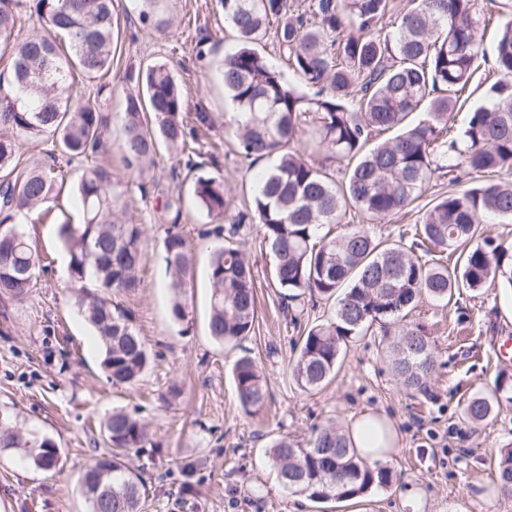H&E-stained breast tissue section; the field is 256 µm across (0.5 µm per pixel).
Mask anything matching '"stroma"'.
I'll use <instances>...</instances> for the list:
<instances>
[{
	"instance_id": "35a3bbf8",
	"label": "stroma",
	"mask_w": 512,
	"mask_h": 512,
	"mask_svg": "<svg viewBox=\"0 0 512 512\" xmlns=\"http://www.w3.org/2000/svg\"><path fill=\"white\" fill-rule=\"evenodd\" d=\"M132 7L131 0H115L123 19L113 72L167 64L189 111L211 118L198 144L206 167L221 168L227 192L237 207H245L257 172L236 152L235 109L219 78L236 40L217 0H165L171 23L161 31L143 27ZM56 163L66 172V185L50 212L32 211L22 222L42 262L37 281L23 299L0 295V408L22 432L53 438L62 460L46 471L25 460L22 449L0 448V512H90L78 479L107 451L103 422L116 408L148 428L143 448L129 455L147 489L142 512H413L414 491L423 512H512V495L499 493L495 484L499 451L512 445V403L501 402L491 418L477 424L462 410L468 396L492 392L499 372L512 373V357L496 355L499 343L512 337V290L495 285L466 292L450 306L422 299L409 319L426 327L436 347L427 393L401 387L382 356L377 325L343 348L328 386L303 391L289 366L305 327L319 322L330 305L307 296L289 303L270 286L273 258L259 225H243L238 236L254 264V332L236 348L208 333L213 241L202 238L208 219L190 202L181 227L195 260L194 276L184 295L186 320L171 318L173 292L161 261L164 229L156 219L153 187L186 193L192 178L174 171L175 155L164 148L141 188L127 198L130 215L146 227L141 286L112 298L132 313L150 362L134 386L117 388L101 370L102 347L79 311L58 234L62 222L82 219L75 185L83 165L64 157ZM448 190L447 175L434 174L412 206L372 225L374 232L397 238ZM247 353L256 358L268 389L267 406L256 416L240 407L232 378L234 361ZM364 411L383 414L396 426L395 449L386 461L391 487L326 503L284 490L269 459L276 439L307 440L329 421L343 429ZM187 464L193 467L188 475Z\"/></svg>"
}]
</instances>
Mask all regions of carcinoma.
<instances>
[{
	"label": "carcinoma",
	"instance_id": "1",
	"mask_svg": "<svg viewBox=\"0 0 512 512\" xmlns=\"http://www.w3.org/2000/svg\"><path fill=\"white\" fill-rule=\"evenodd\" d=\"M139 21L161 28L160 0H138ZM237 48L225 55L224 89L242 117L237 152L248 165L269 161L246 210L229 229L233 212L224 175L205 171L195 144L208 129L202 112L189 116L180 84L163 63L123 76L141 85L125 95L118 149L130 176L141 174L160 144L175 152L174 169L193 174L197 207L217 224L224 244L208 262L211 293L209 335L235 343L250 335L256 318L253 265L234 241L239 225L258 221L275 264L273 284L282 297L303 294L334 304L331 316L304 334L290 375L305 391L326 385L336 374L342 346L367 334L377 322L396 325L385 356L402 386L424 393L435 367L425 327L404 318L424 295L451 302L461 291L494 284L512 288V244L481 238L487 217L512 221V182L496 176L512 169V19L498 28L493 59L477 40L486 16L477 0H411L395 11L393 0H310L299 12L287 0H219ZM46 33L21 34V13ZM386 18L392 30L379 28ZM120 18L114 0H0V294L21 298L36 278L38 253L29 236L12 223L50 202L63 175L48 163L20 167L19 141L48 143L50 158L64 155L91 162L77 183L82 222L60 225L70 274L80 285L78 305L102 343L100 365L112 385L130 386L146 369L145 341L125 310L105 295L132 292L145 253L143 225L127 217L132 183L113 179L112 166L97 162L108 151L107 116L73 96L79 71L88 84L112 73L114 35ZM272 40L284 65L261 52ZM302 83L288 80L286 71ZM482 100L461 130L454 114L462 94L482 71ZM386 131L394 135L382 142ZM308 136L311 150L346 163L341 180L311 162L291 144ZM444 170L474 184L448 191L415 225L414 238L382 239L364 227L333 236L353 208L380 222L411 205L432 175ZM160 220L167 224L163 261L175 291L171 316H187L182 288L194 274V258L179 230L181 193H163ZM458 254L452 271L427 260L430 248ZM237 399L250 414L263 410L267 388L256 360L239 357L233 367ZM512 401V375L501 371L489 395L475 394L463 406L472 423L489 419L501 400ZM110 445L81 479L90 512H142L146 488L125 458L143 447L146 425L114 411L104 425ZM369 445L388 446L385 422L368 425ZM0 445L24 448L42 470L58 466L60 448L0 419ZM284 488L313 502L349 501L391 486L390 469L369 465L345 435L328 422L306 444L287 438L271 449ZM497 482L512 494V448L497 460Z\"/></svg>",
	"mask_w": 512,
	"mask_h": 512
}]
</instances>
